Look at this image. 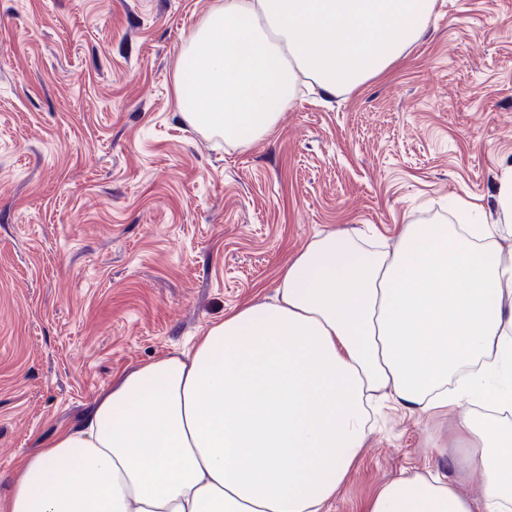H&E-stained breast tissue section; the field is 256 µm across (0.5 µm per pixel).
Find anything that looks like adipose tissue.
<instances>
[{
	"mask_svg": "<svg viewBox=\"0 0 512 512\" xmlns=\"http://www.w3.org/2000/svg\"><path fill=\"white\" fill-rule=\"evenodd\" d=\"M435 0H217L175 72L183 117L230 147L269 136L301 78L335 96L384 72ZM456 476L408 473L367 512H512V169L495 219L407 224L390 250L317 236L272 301L118 376L88 420L19 465L0 512H328L374 396ZM481 475V495L464 480Z\"/></svg>",
	"mask_w": 512,
	"mask_h": 512,
	"instance_id": "obj_1",
	"label": "adipose tissue"
}]
</instances>
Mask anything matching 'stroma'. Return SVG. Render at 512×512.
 <instances>
[{"label": "stroma", "instance_id": "obj_1", "mask_svg": "<svg viewBox=\"0 0 512 512\" xmlns=\"http://www.w3.org/2000/svg\"><path fill=\"white\" fill-rule=\"evenodd\" d=\"M216 0H0V496L116 378L273 296L317 234L496 210L512 168V0H436L424 37L245 147L180 116L181 48ZM388 408L330 512L431 460Z\"/></svg>", "mask_w": 512, "mask_h": 512}]
</instances>
